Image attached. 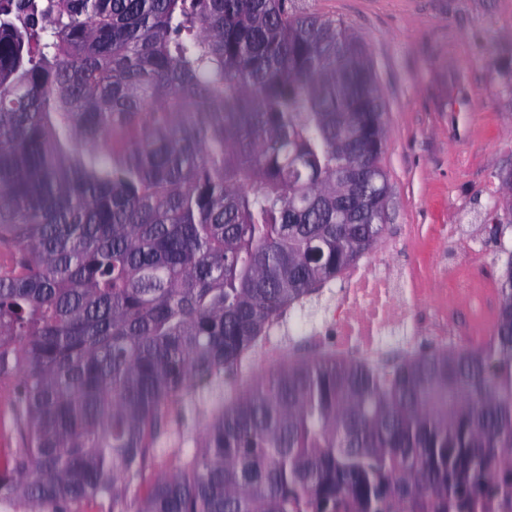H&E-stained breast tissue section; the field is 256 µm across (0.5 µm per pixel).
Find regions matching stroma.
Instances as JSON below:
<instances>
[{
	"instance_id": "obj_1",
	"label": "stroma",
	"mask_w": 512,
	"mask_h": 512,
	"mask_svg": "<svg viewBox=\"0 0 512 512\" xmlns=\"http://www.w3.org/2000/svg\"><path fill=\"white\" fill-rule=\"evenodd\" d=\"M343 22L367 53L383 111L382 166L390 188L383 234L369 258L415 268L421 287L451 288L446 264L496 277L505 256L487 224L512 222V0H294ZM442 224H469L483 257L440 242ZM391 241L401 247L385 254ZM311 356L287 328L251 352L228 381L248 388L282 363L273 344Z\"/></svg>"
}]
</instances>
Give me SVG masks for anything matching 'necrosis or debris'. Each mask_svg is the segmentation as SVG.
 Listing matches in <instances>:
<instances>
[{"label":"necrosis or debris","instance_id":"necrosis-or-debris-1","mask_svg":"<svg viewBox=\"0 0 512 512\" xmlns=\"http://www.w3.org/2000/svg\"><path fill=\"white\" fill-rule=\"evenodd\" d=\"M451 279L463 280L456 291L420 288L410 269L387 260L355 266L340 279L341 287L333 304L335 340L317 346L319 354L343 359L357 354L375 355L389 336H426L438 347L455 341L453 313L464 304L475 329L492 324L487 306L494 287L490 281L462 278L457 269H449ZM428 304L430 314L420 317L418 308Z\"/></svg>","mask_w":512,"mask_h":512}]
</instances>
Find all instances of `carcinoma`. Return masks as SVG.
Instances as JSON below:
<instances>
[{
	"label": "carcinoma",
	"mask_w": 512,
	"mask_h": 512,
	"mask_svg": "<svg viewBox=\"0 0 512 512\" xmlns=\"http://www.w3.org/2000/svg\"><path fill=\"white\" fill-rule=\"evenodd\" d=\"M382 116L359 41L289 0H0V388L22 443L1 502L459 512L494 490L512 255L480 348L300 360L223 392L382 235ZM204 394L209 422L176 429Z\"/></svg>",
	"instance_id": "obj_1"
}]
</instances>
